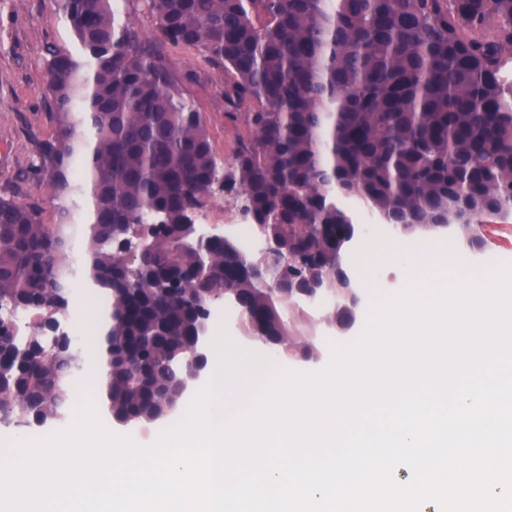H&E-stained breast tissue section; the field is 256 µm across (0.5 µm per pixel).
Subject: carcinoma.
Wrapping results in <instances>:
<instances>
[{
	"instance_id": "carcinoma-1",
	"label": "carcinoma",
	"mask_w": 512,
	"mask_h": 512,
	"mask_svg": "<svg viewBox=\"0 0 512 512\" xmlns=\"http://www.w3.org/2000/svg\"><path fill=\"white\" fill-rule=\"evenodd\" d=\"M162 38L144 40L115 0H55L74 50L47 48L52 133L33 170L39 202L0 196V412L42 426L69 415L80 351L43 337L71 283L108 301V416L155 425L183 400L203 308L238 294L247 330L283 355L314 356L285 328L288 289L337 287L356 199L390 225L480 224L512 207V0H146ZM189 46L224 82V116L251 132L223 174L206 122L175 86L164 45ZM288 256L271 296L260 268L190 225L216 188ZM145 240L114 257L127 226ZM89 242L65 260L75 230Z\"/></svg>"
}]
</instances>
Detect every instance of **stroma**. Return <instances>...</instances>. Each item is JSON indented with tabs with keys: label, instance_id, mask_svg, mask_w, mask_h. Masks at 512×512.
<instances>
[{
	"label": "stroma",
	"instance_id": "obj_1",
	"mask_svg": "<svg viewBox=\"0 0 512 512\" xmlns=\"http://www.w3.org/2000/svg\"><path fill=\"white\" fill-rule=\"evenodd\" d=\"M50 45L65 49L73 46L54 0H0V195L24 202L47 197L46 187L29 179L28 172L36 140L47 137L52 130L44 102L45 49ZM166 54L184 96L206 120L217 159L224 167H231L240 142L248 138L250 131L244 120L231 122L224 116L223 73L193 48L171 46ZM363 243V238H356L351 253L345 256L363 295L362 309L353 326L339 336L326 320L313 321L302 313H291V320L317 346L318 356L309 361L275 358L270 363L271 373H315L325 369L331 360L332 345L348 344L362 336L380 299L407 287L408 273L400 266L370 263L362 270L355 267L353 252ZM439 251L464 259L469 268L492 271L512 265V211L486 218L480 247L461 245L451 249L443 243Z\"/></svg>",
	"mask_w": 512,
	"mask_h": 512
}]
</instances>
